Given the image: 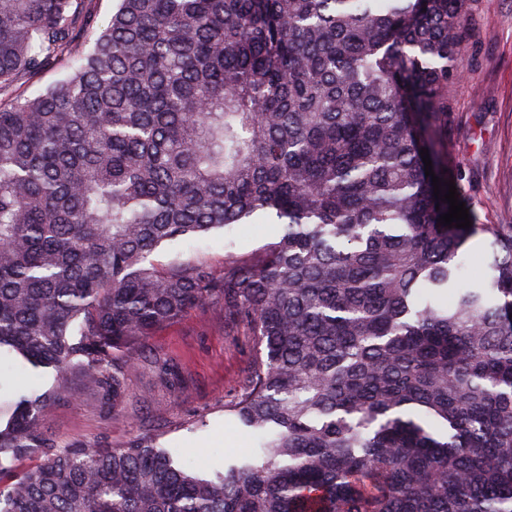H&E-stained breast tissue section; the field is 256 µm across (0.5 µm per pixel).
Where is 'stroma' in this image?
Instances as JSON below:
<instances>
[{
  "instance_id": "stroma-1",
  "label": "stroma",
  "mask_w": 512,
  "mask_h": 512,
  "mask_svg": "<svg viewBox=\"0 0 512 512\" xmlns=\"http://www.w3.org/2000/svg\"><path fill=\"white\" fill-rule=\"evenodd\" d=\"M469 28L461 46L467 71L448 86L456 115L450 173L461 179L480 223L512 224V0H475ZM273 238L272 225L237 224L210 237L169 241L152 260L201 258L219 270L227 251L247 254ZM248 349L246 337L225 335L220 307L203 319L187 313L146 340L121 404L76 376L72 401L46 410V428L69 448H118L149 430L166 447L194 448L203 463H221L222 449L249 445L224 417Z\"/></svg>"
}]
</instances>
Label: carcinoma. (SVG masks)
<instances>
[{
  "instance_id": "carcinoma-1",
  "label": "carcinoma",
  "mask_w": 512,
  "mask_h": 512,
  "mask_svg": "<svg viewBox=\"0 0 512 512\" xmlns=\"http://www.w3.org/2000/svg\"><path fill=\"white\" fill-rule=\"evenodd\" d=\"M469 0H0V512H512V224L449 228ZM34 96L17 88L47 72ZM268 218L275 241L155 264ZM483 236L468 276L467 244ZM224 310L255 438L201 475L141 432L60 448L75 370L121 402L140 345Z\"/></svg>"
}]
</instances>
